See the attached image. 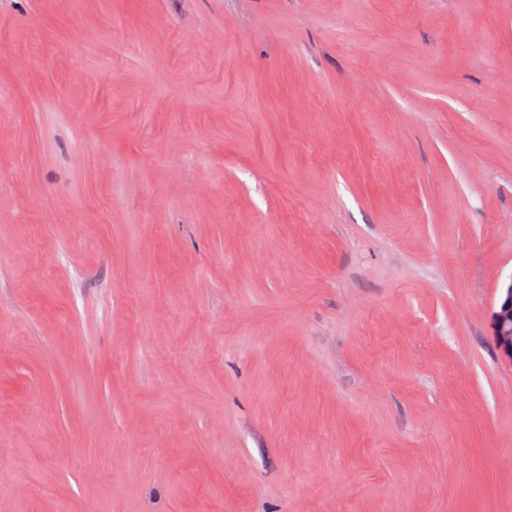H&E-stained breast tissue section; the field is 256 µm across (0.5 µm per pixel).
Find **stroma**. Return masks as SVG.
I'll return each mask as SVG.
<instances>
[{
    "mask_svg": "<svg viewBox=\"0 0 512 512\" xmlns=\"http://www.w3.org/2000/svg\"><path fill=\"white\" fill-rule=\"evenodd\" d=\"M511 282L512 0H0V512H512ZM491 330L500 355L512 362V282L492 307Z\"/></svg>",
    "mask_w": 512,
    "mask_h": 512,
    "instance_id": "35a3bbf8",
    "label": "stroma"
}]
</instances>
